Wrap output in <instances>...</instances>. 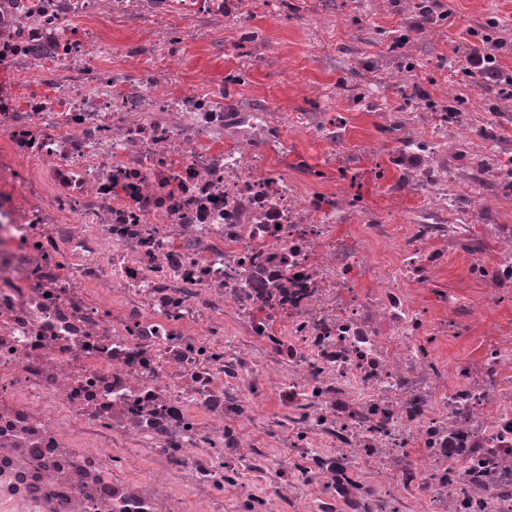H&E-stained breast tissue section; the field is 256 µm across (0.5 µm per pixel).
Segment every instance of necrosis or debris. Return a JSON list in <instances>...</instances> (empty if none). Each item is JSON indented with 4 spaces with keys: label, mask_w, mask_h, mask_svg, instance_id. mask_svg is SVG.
Listing matches in <instances>:
<instances>
[{
    "label": "necrosis or debris",
    "mask_w": 512,
    "mask_h": 512,
    "mask_svg": "<svg viewBox=\"0 0 512 512\" xmlns=\"http://www.w3.org/2000/svg\"><path fill=\"white\" fill-rule=\"evenodd\" d=\"M252 4L0 0V512H512V339L449 376L415 306L447 225L335 205L279 113L185 90L197 19ZM130 16L157 39L93 33Z\"/></svg>",
    "instance_id": "4bbe7bcc"
}]
</instances>
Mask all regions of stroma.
Masks as SVG:
<instances>
[{
  "label": "stroma",
  "instance_id": "1",
  "mask_svg": "<svg viewBox=\"0 0 512 512\" xmlns=\"http://www.w3.org/2000/svg\"><path fill=\"white\" fill-rule=\"evenodd\" d=\"M271 0L258 14L255 39L228 46L213 23H199L197 35L182 46L187 81L203 89L223 82L227 73L245 70L249 81L226 89L231 112L264 105L301 115L311 134L288 129L299 164L291 177L334 189L337 200L356 198L386 223L454 224L452 237L434 238L431 251L446 260L417 302L428 319L446 323L448 332L431 346L449 367L477 363L482 338L512 336V283L488 299L490 283L475 265L493 268L503 239L512 237V187L480 174L489 155L512 157V0H433L447 12L443 24L411 41L402 57L391 56L388 39L420 28L424 15L407 0ZM491 54L500 72L490 83L458 66L467 50ZM406 73L425 100L406 97L391 75ZM458 93L471 119L449 127L455 156L449 161L455 180L447 213H430L422 198L402 186L392 159L409 137L439 124L433 109L443 88ZM456 303L443 307L440 289Z\"/></svg>",
  "mask_w": 512,
  "mask_h": 512
}]
</instances>
